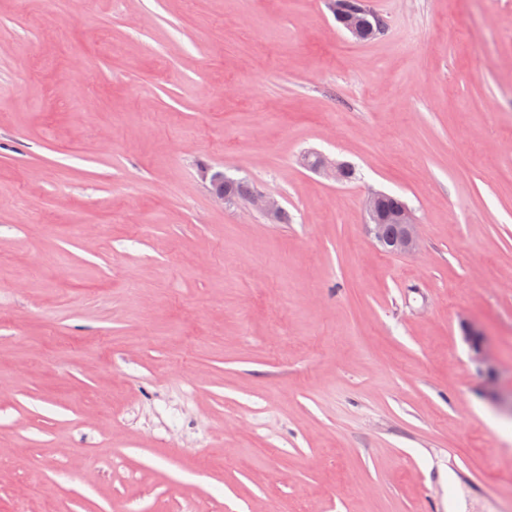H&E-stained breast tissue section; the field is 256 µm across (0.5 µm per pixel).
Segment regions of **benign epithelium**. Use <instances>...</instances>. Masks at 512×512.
Instances as JSON below:
<instances>
[{
	"mask_svg": "<svg viewBox=\"0 0 512 512\" xmlns=\"http://www.w3.org/2000/svg\"><path fill=\"white\" fill-rule=\"evenodd\" d=\"M330 8L339 16L342 27L356 40L360 41L367 36L362 24L364 9L359 6H347L341 0H330ZM307 167L315 172L326 171L336 181H341L345 175V167L334 161L328 162L320 155L315 156L314 161L307 163ZM384 193L372 191L365 202V210L369 216L370 224L367 225L369 235L375 241L377 247L384 252L400 255L414 254L418 251L420 237L418 224L413 212L408 208H400L393 211H385L381 208V199ZM251 206L260 214L272 221L279 220L282 208L279 201L263 192L257 191L250 198ZM390 224L399 225L396 235H389L387 228ZM464 340L469 347L471 359L487 371H492L489 349L486 344L483 330L477 323L465 321L462 324Z\"/></svg>",
	"mask_w": 512,
	"mask_h": 512,
	"instance_id": "7a95c632",
	"label": "benign epithelium"
}]
</instances>
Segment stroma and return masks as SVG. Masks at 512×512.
<instances>
[{"label": "stroma", "instance_id": "35a3bbf8", "mask_svg": "<svg viewBox=\"0 0 512 512\" xmlns=\"http://www.w3.org/2000/svg\"><path fill=\"white\" fill-rule=\"evenodd\" d=\"M369 4L0 0V512H512V0ZM341 0L329 1L330 8L339 16L342 27L356 40L360 41L367 36L362 24L364 9L360 5L347 7ZM223 179L224 182L216 185L215 188L222 189L224 192L212 191L213 198L218 202L231 203L233 201V198L229 195H225V193L232 195L235 199H249L256 191L244 180L233 179L226 175L224 176V171H215L211 173V184ZM250 204L257 212L272 221H277L279 218L280 220H286L285 213L283 212V214H281L282 208L279 201L275 197L263 191L255 192L250 198ZM384 194L381 191H372L366 199L365 210L370 220V224H366V227L369 235L377 247L384 252L400 255L416 253L419 249L420 237L413 212L405 207L397 209L400 206H406V203L390 194H385L384 197ZM383 197V206L393 211H385L381 208L380 203ZM387 224L399 225L396 235H389ZM462 331L464 340L469 347L471 359L492 373L489 349L481 327L476 322L465 321L462 324Z\"/></svg>", "mask_w": 512, "mask_h": 512}]
</instances>
